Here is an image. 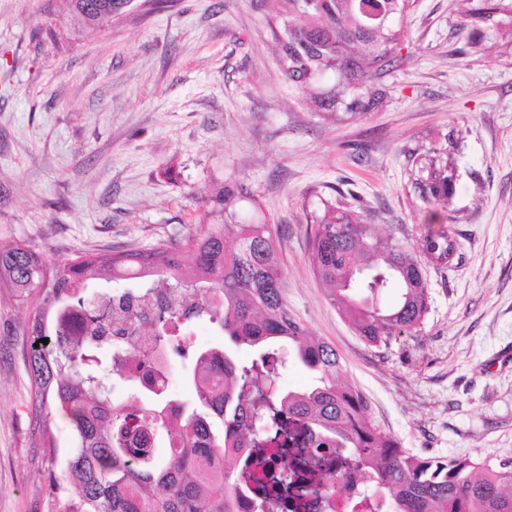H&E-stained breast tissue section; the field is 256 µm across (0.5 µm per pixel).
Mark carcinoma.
I'll use <instances>...</instances> for the list:
<instances>
[{
    "instance_id": "cac0c4a2",
    "label": "carcinoma",
    "mask_w": 512,
    "mask_h": 512,
    "mask_svg": "<svg viewBox=\"0 0 512 512\" xmlns=\"http://www.w3.org/2000/svg\"><path fill=\"white\" fill-rule=\"evenodd\" d=\"M69 11L88 27L112 20L102 10L126 0H67ZM270 28L283 79L324 119L343 122L381 108L380 81L411 57L403 54L402 23L410 0H276ZM457 30L467 45L484 44L485 30L499 16L512 18V0H466ZM414 191L431 212L448 207L455 173L434 147L420 159ZM251 198L242 183H224L204 197L206 208L195 232L177 241L112 255L80 253L50 265L25 242L0 247V286L33 306L26 355L35 407L33 432L56 462L52 409L72 427L71 452L63 473L48 469L49 512H235L237 473L216 463L228 446L260 448L263 441L246 427L244 401L264 414L283 437L288 463L290 426L323 431L322 447L350 451L356 465L371 470L376 484L395 503V512H512V461L477 464L466 456L422 457L384 434L365 397L339 381L342 363L327 342L312 340L283 302V274L272 227L243 218ZM309 245L313 269L327 298L357 335L377 345L420 330L428 310L421 263L390 237L375 234L354 212L324 202L314 215ZM456 241L441 227L424 235L422 253L435 265L452 262ZM137 278L134 292H109L112 299L150 298L162 285L194 296L191 309L160 307L152 330L155 350L175 348L180 324L208 319L239 344L291 343L297 358L317 375V383L295 394H268L265 372L273 352L241 365L223 352L195 355L190 373L193 404L167 399L159 383L144 386L137 376L143 359L136 351L115 350L110 379L136 391L134 403L112 399L111 383L95 373L92 356L112 346L97 336L101 318L86 308L87 336L48 316L63 295L85 308L81 296L91 281ZM395 289L396 303L383 309L378 299ZM212 292L215 300L200 301ZM48 339V344L40 340ZM39 347H34V344Z\"/></svg>"
}]
</instances>
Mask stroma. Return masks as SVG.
<instances>
[{"mask_svg": "<svg viewBox=\"0 0 512 512\" xmlns=\"http://www.w3.org/2000/svg\"><path fill=\"white\" fill-rule=\"evenodd\" d=\"M273 12L272 0H133L89 31L64 0H0V244L51 263L146 248L197 227L214 185L244 182L249 214L279 238L289 312L336 348L380 430L422 456L512 459V45L492 37L462 57L453 0H416L386 105L335 124L284 82ZM432 146L455 169L457 251L423 264L420 331L374 346L314 275L310 215L353 191L364 223L420 255L439 223L419 207L412 155ZM31 313L0 289V512H47ZM189 331L195 349L260 354L206 320Z\"/></svg>", "mask_w": 512, "mask_h": 512, "instance_id": "obj_1", "label": "stroma"}]
</instances>
